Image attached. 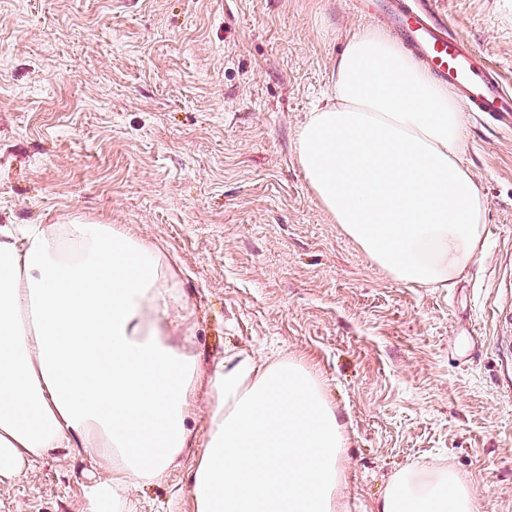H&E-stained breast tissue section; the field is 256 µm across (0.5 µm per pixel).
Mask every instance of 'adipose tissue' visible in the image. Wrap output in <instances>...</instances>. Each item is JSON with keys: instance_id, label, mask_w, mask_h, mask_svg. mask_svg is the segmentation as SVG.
Returning a JSON list of instances; mask_svg holds the SVG:
<instances>
[{"instance_id": "ef3b65f1", "label": "adipose tissue", "mask_w": 512, "mask_h": 512, "mask_svg": "<svg viewBox=\"0 0 512 512\" xmlns=\"http://www.w3.org/2000/svg\"><path fill=\"white\" fill-rule=\"evenodd\" d=\"M460 102L383 30L348 38L334 94L298 162L325 211L393 278L447 287L483 245L487 198L463 162ZM179 284L155 244L117 224L0 225V478L80 448L106 475L85 512H133L128 491L174 466L207 387L195 512H345L347 429L294 359L230 349L210 375L160 301ZM452 467L404 469L375 512H479Z\"/></svg>"}]
</instances>
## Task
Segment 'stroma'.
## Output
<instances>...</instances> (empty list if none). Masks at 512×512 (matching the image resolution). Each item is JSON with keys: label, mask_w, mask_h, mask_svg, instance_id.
<instances>
[{"label": "stroma", "mask_w": 512, "mask_h": 512, "mask_svg": "<svg viewBox=\"0 0 512 512\" xmlns=\"http://www.w3.org/2000/svg\"><path fill=\"white\" fill-rule=\"evenodd\" d=\"M512 89V0H435ZM348 0H0V225H125L182 272L180 337L294 358L348 426L347 512L449 465L512 512V131L465 115L485 250L449 288L373 265L314 197L295 139L332 95ZM184 452L136 512H195ZM99 467L62 451L0 480V512H84Z\"/></svg>", "instance_id": "stroma-1"}]
</instances>
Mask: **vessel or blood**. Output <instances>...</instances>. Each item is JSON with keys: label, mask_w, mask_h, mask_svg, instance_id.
Here are the masks:
<instances>
[{"label": "vessel or blood", "mask_w": 512, "mask_h": 512, "mask_svg": "<svg viewBox=\"0 0 512 512\" xmlns=\"http://www.w3.org/2000/svg\"><path fill=\"white\" fill-rule=\"evenodd\" d=\"M361 15L385 20L415 59L447 83L468 111L491 116L512 129V92L506 91L496 70L442 19L434 0H349Z\"/></svg>", "instance_id": "vessel-or-blood-1"}]
</instances>
